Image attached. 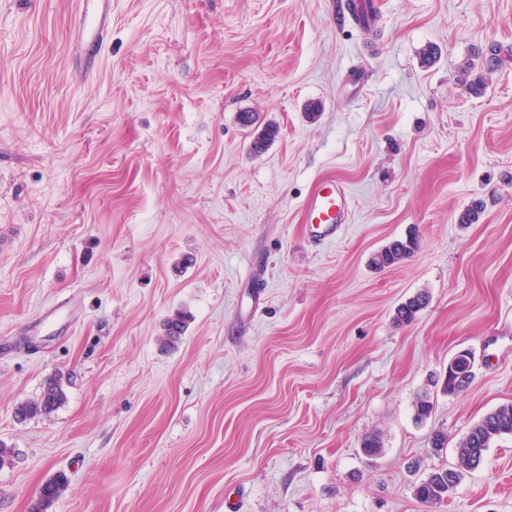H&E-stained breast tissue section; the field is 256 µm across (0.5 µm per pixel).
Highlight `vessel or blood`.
<instances>
[{
	"label": "vessel or blood",
	"instance_id": "1",
	"mask_svg": "<svg viewBox=\"0 0 512 512\" xmlns=\"http://www.w3.org/2000/svg\"><path fill=\"white\" fill-rule=\"evenodd\" d=\"M79 9L73 20L76 46L85 62L86 77H93L99 67L102 51L112 33V0H78ZM351 192L345 183L321 181L305 203V221L312 225V243L321 245L338 236L348 223Z\"/></svg>",
	"mask_w": 512,
	"mask_h": 512
}]
</instances>
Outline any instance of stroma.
Returning <instances> with one entry per match:
<instances>
[{
  "label": "stroma",
  "instance_id": "obj_1",
  "mask_svg": "<svg viewBox=\"0 0 512 512\" xmlns=\"http://www.w3.org/2000/svg\"><path fill=\"white\" fill-rule=\"evenodd\" d=\"M345 3L112 0L88 81L76 0H0V512L59 471L47 512H512L510 435L444 506L412 494L512 403V0H373L374 35ZM491 45L469 93L459 66ZM242 112L279 127L261 154ZM325 179L351 216L315 246L303 206ZM411 233V258L372 267ZM462 350L472 382L443 394ZM51 376L65 403L17 421ZM500 53L501 47L496 45H491L487 52L479 49L477 52L474 51L473 58L462 67V85L472 93L482 92L486 88L487 74L493 71L500 61ZM428 303L429 295L427 292H418L396 308L393 319L396 323L401 325L410 324ZM187 318L183 314H175L167 318L163 324V336L161 338L165 346L178 344L187 329Z\"/></svg>",
  "mask_w": 512,
  "mask_h": 512
}]
</instances>
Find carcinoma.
I'll use <instances>...</instances> for the list:
<instances>
[{
	"mask_svg": "<svg viewBox=\"0 0 512 512\" xmlns=\"http://www.w3.org/2000/svg\"><path fill=\"white\" fill-rule=\"evenodd\" d=\"M501 47L492 45L488 51L479 50L473 58L466 62L460 73L462 85L477 94L486 88L487 74L495 69L500 61ZM278 128L267 123L252 140V150L256 154L264 152L277 138ZM416 240L412 237L395 240L374 253L371 258L373 266L378 269L392 267L408 258L416 249ZM429 295L425 291L418 292L395 310L393 319L405 325L412 323L417 315L428 305ZM187 329V318L183 314H175L167 318L163 324L162 342L166 346L178 344ZM467 359L458 358L456 372L443 381L442 391L448 395H456L471 383L464 371ZM66 400L61 380L48 379L39 396L19 403L15 409V417L20 421L47 415L56 410ZM414 416L419 422L429 418L434 403L426 391L417 395L414 404ZM504 435L512 436V403L503 404L486 414L473 425L456 446L457 463L453 467H439L429 471L413 486V495L421 503L430 506H441L448 501V490L456 488L464 473L480 465L484 452L492 440ZM364 455L377 457L383 452L382 438L377 433L364 436L361 441ZM69 478L66 473L58 472L49 478L40 489L38 499L32 512H47L48 507L66 490Z\"/></svg>",
	"mask_w": 512,
	"mask_h": 512,
	"instance_id": "carcinoma-1",
	"label": "carcinoma"
}]
</instances>
